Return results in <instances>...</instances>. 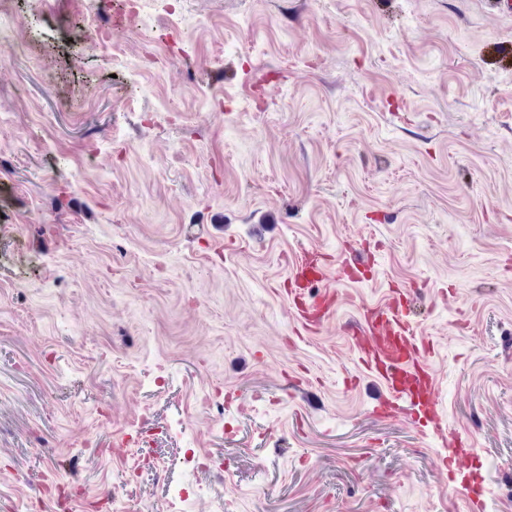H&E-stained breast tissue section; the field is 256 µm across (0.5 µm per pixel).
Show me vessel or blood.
I'll use <instances>...</instances> for the list:
<instances>
[{
	"label": "vessel or blood",
	"instance_id": "b4317fda",
	"mask_svg": "<svg viewBox=\"0 0 512 512\" xmlns=\"http://www.w3.org/2000/svg\"><path fill=\"white\" fill-rule=\"evenodd\" d=\"M313 258V251L304 252L288 274L294 314L302 328L312 333L333 313L339 299L338 285L358 283L356 271L360 264L357 257L346 256L335 283L330 284L324 271L314 270ZM351 345L364 375L378 385L375 411L389 414L419 408L441 417L438 381L430 365L435 346L411 321L407 301L391 294L367 308L354 329ZM445 437L448 448L442 464L452 471L465 468L474 454L472 446L465 444L455 431L446 432Z\"/></svg>",
	"mask_w": 512,
	"mask_h": 512
}]
</instances>
